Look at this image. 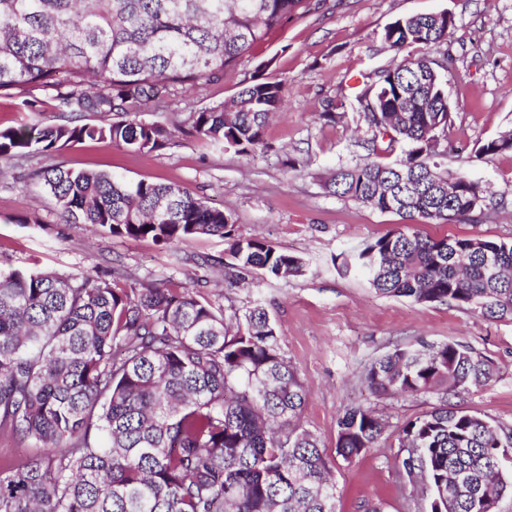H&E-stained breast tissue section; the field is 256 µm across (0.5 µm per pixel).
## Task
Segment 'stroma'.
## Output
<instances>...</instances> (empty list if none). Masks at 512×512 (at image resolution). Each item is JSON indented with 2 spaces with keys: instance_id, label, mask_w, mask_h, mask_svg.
<instances>
[{
  "instance_id": "1",
  "label": "stroma",
  "mask_w": 512,
  "mask_h": 512,
  "mask_svg": "<svg viewBox=\"0 0 512 512\" xmlns=\"http://www.w3.org/2000/svg\"><path fill=\"white\" fill-rule=\"evenodd\" d=\"M448 12L456 25L447 40L413 56L447 62L451 110L447 151L440 163L484 187L493 207L480 223L425 224L414 229L445 235L512 241V152L478 159L484 141L512 130V0H325L294 17L267 43L200 83L152 103L148 119L171 123L180 113L229 101L250 78L284 81V105L265 131L266 149L240 155L201 138L176 135L165 146L132 154L107 140L67 145L52 158L0 160V266L96 273L119 264L133 278L171 280L224 307H268L282 349L308 393L304 429L321 441L333 463L336 512H428L427 499L403 487L398 433L432 410V394L376 397L360 379L364 368L395 347L462 342L485 356L494 376L456 398L463 411L512 427V322L495 321L448 304H418L375 293L366 276L350 268V253L400 227L401 218L328 192L339 167L363 162L370 132L354 90L363 77L388 65L394 53L384 27L415 14ZM35 107L21 95L0 92V128L41 121L68 122L51 89L33 90ZM344 102L342 119H321L328 103ZM106 171L130 180L174 182L191 196L230 213L240 236L264 238L305 261L302 275L269 278L256 272L235 286L224 279L228 245L199 236L162 249L66 221L53 199L23 175L48 162ZM370 406L387 422L377 444L347 462L337 457V421L352 405Z\"/></svg>"
}]
</instances>
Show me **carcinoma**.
<instances>
[{"label": "carcinoma", "instance_id": "obj_1", "mask_svg": "<svg viewBox=\"0 0 512 512\" xmlns=\"http://www.w3.org/2000/svg\"><path fill=\"white\" fill-rule=\"evenodd\" d=\"M309 0H0V91H56L62 111L98 123L32 122L0 129V159L48 157L86 139L151 152L171 128L141 106L212 81L268 40ZM448 13L399 18L382 39L396 53L448 39ZM448 67L407 56L356 97L377 159L342 167L328 187L381 212L428 224L473 220L488 208L479 182L434 164L451 112ZM284 102V83L254 80L229 104L185 112L176 127L250 155ZM402 146L393 164L378 158ZM512 151V132L474 151ZM29 177L67 222L168 247L200 235L228 243L239 279L260 270L303 274L304 260L242 237L232 216L174 183L45 165ZM374 291L455 304L512 322V243L406 227L353 250ZM470 346L396 347L365 369L376 396L436 394L440 404L400 431L402 475L431 489L430 512H483L512 493V429L450 402L492 380ZM308 394L281 348L268 309L224 310L170 281L120 265L105 274L0 268V434L27 449L0 463V512H336L320 440L299 424ZM386 428L369 408L338 420L336 455L350 461Z\"/></svg>", "mask_w": 512, "mask_h": 512}]
</instances>
